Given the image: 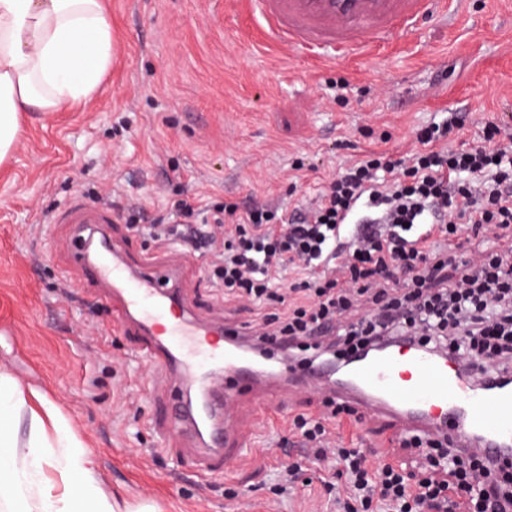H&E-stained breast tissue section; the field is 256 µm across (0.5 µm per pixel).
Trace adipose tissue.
I'll use <instances>...</instances> for the list:
<instances>
[{"mask_svg":"<svg viewBox=\"0 0 512 512\" xmlns=\"http://www.w3.org/2000/svg\"><path fill=\"white\" fill-rule=\"evenodd\" d=\"M111 62L112 22L102 0H0V162L24 113L90 98ZM36 400L27 448L16 435L0 436V501L9 512H116L90 448L55 402Z\"/></svg>","mask_w":512,"mask_h":512,"instance_id":"1","label":"adipose tissue"}]
</instances>
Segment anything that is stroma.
<instances>
[{"instance_id": "1", "label": "stroma", "mask_w": 512, "mask_h": 512, "mask_svg": "<svg viewBox=\"0 0 512 512\" xmlns=\"http://www.w3.org/2000/svg\"><path fill=\"white\" fill-rule=\"evenodd\" d=\"M104 5L112 64L98 90L60 112L25 113L0 162V369L60 406L122 512H226L228 487L247 489L246 512H324L306 487L288 504L271 502V476L300 448L287 427L256 426L253 398L236 420L258 450L221 477L201 482L187 456L160 450L143 391L151 366L131 337L110 332L112 313L91 289L78 288L73 227L55 215L80 196L134 207L152 224L184 190L290 209L369 151L412 152L415 130L448 111L467 116L456 145L483 144L486 123L512 127V0H468L382 57L326 70L268 50L246 25L244 0ZM170 252L197 321L255 331L262 307L208 288L207 256Z\"/></svg>"}]
</instances>
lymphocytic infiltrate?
I'll use <instances>...</instances> for the list:
<instances>
[{"instance_id": "f902f5d3", "label": "lymphocytic infiltrate", "mask_w": 512, "mask_h": 512, "mask_svg": "<svg viewBox=\"0 0 512 512\" xmlns=\"http://www.w3.org/2000/svg\"><path fill=\"white\" fill-rule=\"evenodd\" d=\"M466 117L449 112L416 134L408 160L386 151L331 178L311 204L283 212L252 202H202L180 193L166 220L129 231L162 248L211 254L203 270L225 298L275 302L256 350L281 340L301 363L344 360L380 341L447 354L465 373L512 376V131L490 123L486 145L452 141ZM487 245L468 258L464 228ZM293 272L287 287L283 273ZM343 406L299 415L290 429L327 473L321 486L337 512H482L470 488L499 472V512H512V464L492 463L439 437H412L415 465L346 444Z\"/></svg>"}]
</instances>
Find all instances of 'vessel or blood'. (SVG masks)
<instances>
[{
  "label": "vessel or blood",
  "mask_w": 512,
  "mask_h": 512,
  "mask_svg": "<svg viewBox=\"0 0 512 512\" xmlns=\"http://www.w3.org/2000/svg\"><path fill=\"white\" fill-rule=\"evenodd\" d=\"M459 0H247L249 13L271 44L306 53L324 67L354 56L380 55L392 40L426 19L447 17ZM57 223L74 225L70 256L98 289L96 302L112 313V327L133 339L137 355L155 367L152 390L175 394L152 416L163 442L185 432L200 446L193 464L206 480L247 447L231 409L244 397L266 423L291 394L326 389L328 397L367 418L385 419L394 438L442 435L453 445L477 446L491 460L512 458V383L491 385L460 375L447 357L422 346L366 355L336 377L327 362L288 361L268 348V370L256 368L238 343V328L195 321L175 288L178 271L147 253L135 264L120 254L94 258L89 234L111 223V211L76 200Z\"/></svg>",
  "instance_id": "1"
}]
</instances>
